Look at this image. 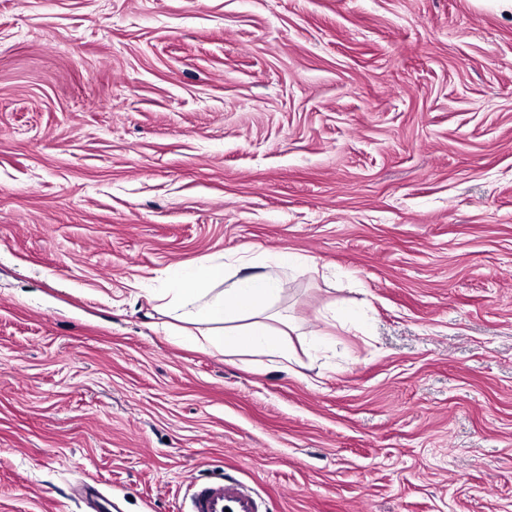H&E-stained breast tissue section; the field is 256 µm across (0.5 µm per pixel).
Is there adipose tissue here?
<instances>
[{
	"mask_svg": "<svg viewBox=\"0 0 512 512\" xmlns=\"http://www.w3.org/2000/svg\"><path fill=\"white\" fill-rule=\"evenodd\" d=\"M287 264L282 256L263 271L237 276L227 274L223 262L201 258L194 267L175 272L161 294L163 307L173 319L201 325L193 339L200 348L263 354L288 365L292 357L285 329L263 319L286 290L281 270Z\"/></svg>",
	"mask_w": 512,
	"mask_h": 512,
	"instance_id": "obj_1",
	"label": "adipose tissue"
}]
</instances>
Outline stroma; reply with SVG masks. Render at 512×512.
Segmentation results:
<instances>
[{
	"label": "stroma",
	"mask_w": 512,
	"mask_h": 512,
	"mask_svg": "<svg viewBox=\"0 0 512 512\" xmlns=\"http://www.w3.org/2000/svg\"><path fill=\"white\" fill-rule=\"evenodd\" d=\"M290 253L292 370L170 270ZM512 512V9L0 0V512ZM261 512L255 494L239 483L219 481L197 482L192 486L188 509L184 512Z\"/></svg>",
	"instance_id": "35a3bbf8"
}]
</instances>
